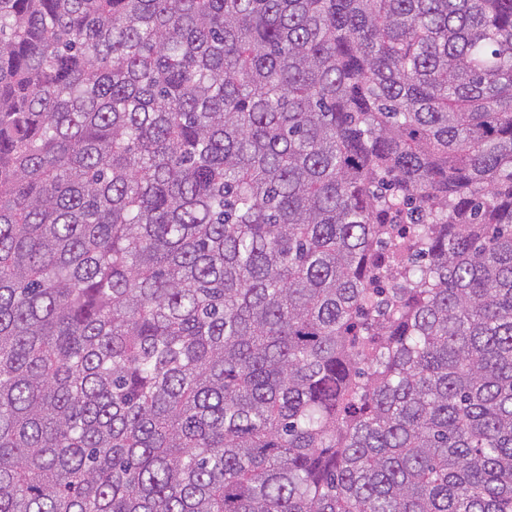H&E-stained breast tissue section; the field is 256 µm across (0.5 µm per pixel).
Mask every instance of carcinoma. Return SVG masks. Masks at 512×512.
I'll return each instance as SVG.
<instances>
[{
	"label": "carcinoma",
	"instance_id": "obj_1",
	"mask_svg": "<svg viewBox=\"0 0 512 512\" xmlns=\"http://www.w3.org/2000/svg\"><path fill=\"white\" fill-rule=\"evenodd\" d=\"M0 512H512V0H0Z\"/></svg>",
	"mask_w": 512,
	"mask_h": 512
}]
</instances>
